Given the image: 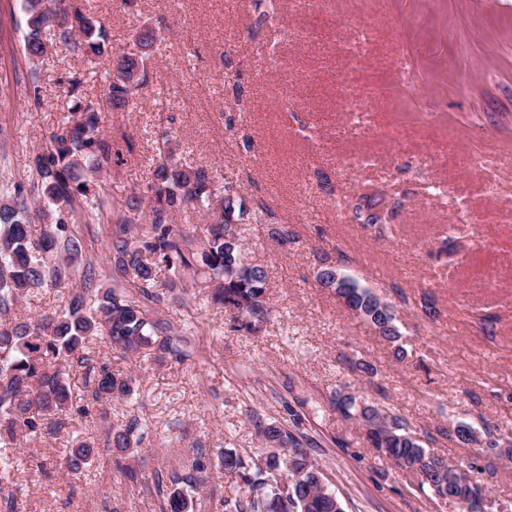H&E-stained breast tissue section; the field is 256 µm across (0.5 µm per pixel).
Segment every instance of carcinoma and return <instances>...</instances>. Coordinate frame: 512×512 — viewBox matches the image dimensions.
<instances>
[{
    "label": "carcinoma",
    "mask_w": 512,
    "mask_h": 512,
    "mask_svg": "<svg viewBox=\"0 0 512 512\" xmlns=\"http://www.w3.org/2000/svg\"><path fill=\"white\" fill-rule=\"evenodd\" d=\"M43 0H25L27 35L24 51L33 58L45 56L50 43L43 40L47 26L56 27V40L90 59L102 69L107 87L106 103L111 109L127 108L143 83L145 64L154 52L158 33L147 26L135 34L138 53L116 54L104 25L70 3L53 14L42 9ZM84 79L74 74L68 82L71 101L68 120L53 132L32 158L41 183L42 205L37 217L43 222L38 239L29 230L26 200L20 193L0 195V314L5 315L26 294L36 288L69 287L73 264L82 260L79 239L65 235V224L78 219L83 208L100 205V190L112 162V144L104 136L100 101L81 93ZM173 134L164 133L156 141L158 158L154 185L166 189L153 195L148 206L149 223L135 227L123 219L112 235L113 286H94L92 266L84 271L82 291L74 294L61 314L45 315L36 322L0 320V444L13 445L24 434H35L44 421L62 427L71 418L74 385L71 375L81 377L84 393L101 405L102 415L114 401H125L136 393L132 374L112 368V357L95 356L90 342L102 340L110 352L125 358L162 361L182 355L181 337L152 305L163 302L165 293L156 280L161 268L172 274L168 291L192 281L210 289L212 301L232 309L233 322L250 318L255 323L269 319L266 301L267 274L263 267L245 260L241 243L224 237V227L252 220L242 198L224 193L225 186L202 168H183L173 163ZM192 207L203 216V238L176 232L173 214ZM354 219L385 236L392 214L376 208L361 197L349 203ZM350 307H367L366 320L380 337L395 344L400 333L394 314L372 316L370 307L379 304L366 288H349L345 293ZM336 405L347 418L373 425L387 424V443L372 437L375 449L397 461L398 467L420 477V489H429L437 499H466L470 487L462 485L448 459L426 448L428 431L416 429L389 409L358 406L348 396ZM140 423L131 419L124 428L110 432L117 468L135 477L131 457L132 440ZM264 440L280 447L281 454L266 456L263 465L245 462L239 455L221 454L224 471L234 476L244 496L224 500L225 512H344L338 498L323 491L313 475L318 469L307 452L295 453L299 441L286 429L270 425ZM95 439L83 436L65 450L64 467L70 473L86 472L96 457ZM303 473V481L292 486L293 497L277 499L274 483ZM193 499L183 488L166 493L162 512H192Z\"/></svg>",
    "instance_id": "obj_1"
}]
</instances>
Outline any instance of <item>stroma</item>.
I'll use <instances>...</instances> for the list:
<instances>
[{"label": "stroma", "mask_w": 512, "mask_h": 512, "mask_svg": "<svg viewBox=\"0 0 512 512\" xmlns=\"http://www.w3.org/2000/svg\"><path fill=\"white\" fill-rule=\"evenodd\" d=\"M75 2L114 47L133 51L145 26L161 34L136 109L104 115L117 154L103 202L67 227L97 286L112 284L116 222L148 196L155 142L169 130L176 164L223 177L263 211L239 232L267 271L272 317L237 331L195 284L169 294L159 315L188 328L185 357L113 355V368L137 378L138 399L113 403L107 419L93 412L24 437L16 512H161L157 476L192 475L201 455L209 479L192 492L194 512H224L241 489L220 474V451L263 459L269 424L293 430L344 512H457L372 448L336 409L340 394L427 430L434 452L482 469L491 497L512 500V463L490 445L512 431V0H326L315 17L277 0L262 24L252 0ZM26 20L22 0H0V192L23 187L35 208L30 158L68 117V79L83 75L95 99L106 88L63 44L29 59ZM228 73L237 83H225ZM361 194L390 209L388 236L342 209ZM274 224L287 243L269 235ZM327 265L392 306L404 358L319 286ZM80 288L32 291L12 315L53 312ZM133 418L135 482L113 467L108 444L109 429ZM461 425L477 443L455 442ZM85 434L98 458L67 473L64 445Z\"/></svg>", "instance_id": "1"}]
</instances>
